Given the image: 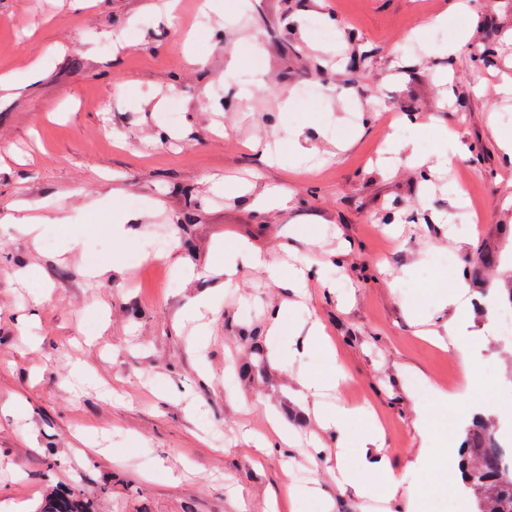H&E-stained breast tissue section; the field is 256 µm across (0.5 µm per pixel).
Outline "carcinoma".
Masks as SVG:
<instances>
[{
    "instance_id": "1",
    "label": "carcinoma",
    "mask_w": 512,
    "mask_h": 512,
    "mask_svg": "<svg viewBox=\"0 0 512 512\" xmlns=\"http://www.w3.org/2000/svg\"><path fill=\"white\" fill-rule=\"evenodd\" d=\"M244 340L250 343L253 359L240 371L252 375L263 368L262 330L252 327ZM462 452V480L474 496L475 512H512V448L506 450L499 445L494 422L481 416L474 418L462 442ZM43 512H91V506L87 499L67 493L46 501Z\"/></svg>"
}]
</instances>
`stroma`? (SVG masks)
<instances>
[{"mask_svg": "<svg viewBox=\"0 0 512 512\" xmlns=\"http://www.w3.org/2000/svg\"><path fill=\"white\" fill-rule=\"evenodd\" d=\"M162 2L0 0V75L38 68L0 85V512H39L73 488L94 512H454L442 449L462 443V408L496 406L512 425V338L485 329L512 280V156L498 142L512 129L499 90L512 0L463 15L452 0H180L167 25ZM441 15L465 48L449 51ZM410 137L458 164L426 179L401 154L381 170L385 141ZM255 138L272 161L247 149ZM224 177L294 201L260 210L225 196ZM116 208L137 217L124 236L82 231ZM29 215L44 224L29 230ZM239 246L312 266L305 297L243 263L225 284ZM460 279L477 366L443 410L435 392L463 364L422 332L442 330L441 296ZM204 297L213 307L187 319ZM277 307L287 332L323 325L351 382L326 401L377 415L398 500L342 490L335 454L304 455L332 441L298 385L321 370L318 351L291 357L269 335L264 372L238 376L241 328ZM274 419L294 444L260 454Z\"/></svg>", "mask_w": 512, "mask_h": 512, "instance_id": "35a3bbf8", "label": "stroma"}]
</instances>
